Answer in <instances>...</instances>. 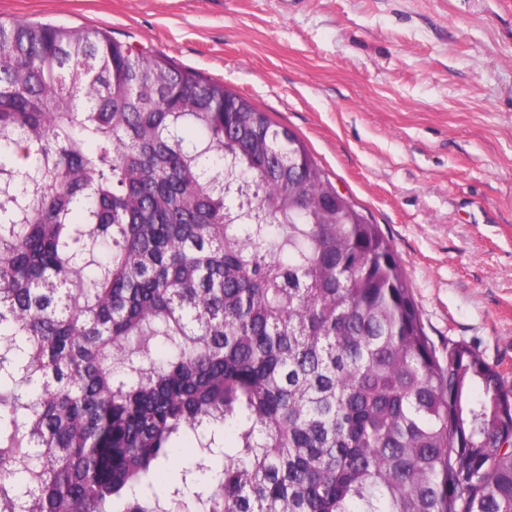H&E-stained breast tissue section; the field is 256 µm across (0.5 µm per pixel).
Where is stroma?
Segmentation results:
<instances>
[{
  "instance_id": "obj_1",
  "label": "stroma",
  "mask_w": 512,
  "mask_h": 512,
  "mask_svg": "<svg viewBox=\"0 0 512 512\" xmlns=\"http://www.w3.org/2000/svg\"><path fill=\"white\" fill-rule=\"evenodd\" d=\"M224 82L404 261L427 335L512 388V0H0Z\"/></svg>"
}]
</instances>
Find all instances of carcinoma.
Returning a JSON list of instances; mask_svg holds the SVG:
<instances>
[{
  "mask_svg": "<svg viewBox=\"0 0 512 512\" xmlns=\"http://www.w3.org/2000/svg\"><path fill=\"white\" fill-rule=\"evenodd\" d=\"M182 440L210 459L191 494ZM0 499L512 512V390L437 352L379 226L248 99L0 21Z\"/></svg>",
  "mask_w": 512,
  "mask_h": 512,
  "instance_id": "obj_1",
  "label": "carcinoma"
}]
</instances>
